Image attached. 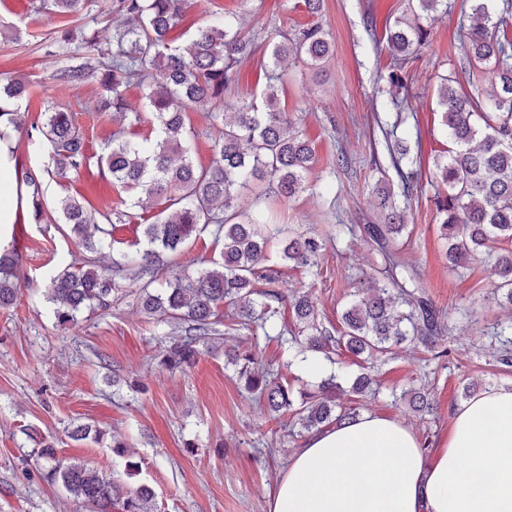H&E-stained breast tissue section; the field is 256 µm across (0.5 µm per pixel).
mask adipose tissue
Segmentation results:
<instances>
[{"mask_svg":"<svg viewBox=\"0 0 512 512\" xmlns=\"http://www.w3.org/2000/svg\"><path fill=\"white\" fill-rule=\"evenodd\" d=\"M268 512H512V387L461 404L431 457L373 414L310 435Z\"/></svg>","mask_w":512,"mask_h":512,"instance_id":"1","label":"adipose tissue"}]
</instances>
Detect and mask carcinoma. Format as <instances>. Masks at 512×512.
<instances>
[{
  "instance_id": "1",
  "label": "carcinoma",
  "mask_w": 512,
  "mask_h": 512,
  "mask_svg": "<svg viewBox=\"0 0 512 512\" xmlns=\"http://www.w3.org/2000/svg\"><path fill=\"white\" fill-rule=\"evenodd\" d=\"M88 0H51L61 14L82 12ZM491 0H470L466 39L460 46V62L471 69H487L497 78L492 92L460 95L453 87L454 77H442L438 98L441 125L453 147L434 159L443 192L434 204L440 237L447 244L446 257L451 270L465 267L481 252L494 257V294L512 304V249H496V244L512 242V0L501 10ZM185 0H112L110 13L123 18L112 46L102 48L96 38L74 44L70 34L59 42L64 55L94 53L96 67L85 63L59 70L56 79L66 84L94 80L104 90L97 110L123 119L141 120V113L130 111L125 99L129 85L144 90L156 136L143 142L113 135L99 158V164L120 187L154 201L165 200L156 221L145 225V248L136 258H126L134 266L135 279L154 278L168 267V255L187 242L213 229L215 239L223 240L220 260L213 267L194 275L174 274L164 288L149 290V284L123 290L112 278L111 266L86 261L53 276L47 286V301L53 305L57 323L78 322L83 311L95 313L112 305L121 293L141 312L160 322L184 329V337L168 346L161 362L172 370L194 366L199 343L226 334L235 335L241 327L256 324L265 336L277 325L284 308V296L276 288L281 271L266 265L267 244L279 239L281 260L309 274L318 271L326 241L318 235L299 233L269 223L263 210L251 218L241 207L243 191L254 181L268 183V197L290 199L303 192L307 176L316 164V154L308 140L278 107V91L287 78L278 72L280 59L293 55L307 66L319 69L331 55V43L323 27L314 23L293 35H280L272 43L271 72L260 99L243 100L229 121H224V90L232 82L233 70L253 53L252 41L242 34L235 18L225 15L204 20L192 35L188 48L173 45L169 37L184 14ZM429 33L420 24L399 18L386 34L392 55L388 73L391 86L402 87V73L413 62L416 50L428 42ZM160 71L161 80L152 79L151 70ZM28 86L11 80L0 86V123L18 131H28L21 103L28 98ZM203 106L220 122L212 148L215 159L208 167H198L192 158L189 112ZM38 136L50 146L46 172L62 174L77 170L86 162L83 142L71 113L51 109L37 128ZM394 169L404 189L411 191L417 172L404 170L399 154L389 150ZM29 188L28 219L41 222L46 201L39 180L26 177ZM56 211L69 228L79 247L94 254L111 245V231L99 224L95 212L71 195L54 200ZM383 222L367 224L364 232L373 250L383 259L373 268L369 285L355 291L341 317V327L329 329L319 320L315 303L308 293L290 301L289 307L299 326L298 334L278 341L285 350L302 356L321 354L331 359L346 351L367 363L391 353L407 342L424 345L433 357L447 354L439 346L446 330L445 314L437 309L421 282L418 269L406 261L396 242L407 229L405 214L382 195ZM21 289L19 255L14 247L0 248V308L15 303ZM258 295V303L252 296ZM236 311L224 316V304ZM503 346L501 361L512 360V323L496 332ZM254 400L262 403L281 424L288 437L324 430L355 419L357 409L344 406L340 394L363 397L376 393L367 373L355 376L349 387L331 374L317 389L294 391L282 383L271 369L256 367L249 350L234 349L226 354ZM411 411L420 417H436V409L424 389L411 387L401 392ZM41 454L53 463L48 480L61 484L92 512H153L154 492L128 480L139 465L128 461L124 476L106 475L90 469L79 460H62L53 445Z\"/></svg>"
}]
</instances>
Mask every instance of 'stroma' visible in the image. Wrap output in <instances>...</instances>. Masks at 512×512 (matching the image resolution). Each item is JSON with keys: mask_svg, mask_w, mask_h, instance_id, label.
I'll return each instance as SVG.
<instances>
[{"mask_svg": "<svg viewBox=\"0 0 512 512\" xmlns=\"http://www.w3.org/2000/svg\"><path fill=\"white\" fill-rule=\"evenodd\" d=\"M106 2L94 0L75 17L53 13L47 0L11 5L0 0V81L28 80L29 125H40L49 106L68 108L88 157L86 167L51 176L44 170L47 148L39 138L0 128V168L9 173L0 195L19 199L27 190L26 175L32 174L49 203L70 194L102 214L119 207L133 211V195L113 184L98 157L116 131L133 141L154 138L142 90L132 86L126 93L130 105L142 111L141 122L121 124L96 111L102 94L98 83L69 86L53 77L70 64L55 45L62 32L77 42L93 36L101 46H111L117 23L100 13ZM416 6V0H323L315 19L330 37L331 56L317 72L292 56L281 63L288 82L280 107L312 141L317 164L307 190L275 202L274 208L280 223L326 237L327 244L315 277L284 266L278 248L268 257L282 270L277 287L285 297L311 293L321 317L338 322L350 293L380 258L361 239L330 240L331 226L378 223L376 188L387 186L393 201L406 209L402 253L419 269L436 308L448 315L441 340L448 355L433 359L416 343L376 362L372 373L382 391L362 400L359 412L400 421L437 446L451 432L464 384L483 391L512 384V364L501 363L495 338L498 325L512 322V305L494 298L487 255L459 272L449 271L435 217L433 158L447 142L437 103L439 76L455 72L456 88L467 94L490 89L493 81L491 74L453 67L468 0H448L447 10L423 17L429 43L403 73L399 96L406 110L396 112L387 93L385 30L396 18L412 16ZM224 12L240 17L256 47L224 95L229 111L265 87L269 37L315 19L297 0H187L184 20L171 34L174 44H185L199 22ZM391 126L421 161L422 177L407 195L382 135ZM341 154L347 166H338ZM0 243L16 244L27 275L15 304L0 308V512H86L60 484L48 482V465L39 456L45 440L55 441L59 456L106 473L122 471L128 460L139 463L136 481L152 488L156 512H268L271 494L301 443L289 439L264 406L249 398L234 369L225 366L224 350L251 347L261 365L281 362L282 380L300 376L298 366L287 365L278 341L258 329L243 330L205 343L195 367L169 370L161 352L180 339L181 329L153 323L130 299L83 314L76 326L58 325L46 298L49 278L83 251L51 206L38 224L23 222L15 212L0 216ZM222 249V242L205 233L169 259L192 273L209 267ZM412 383L435 400L437 420H419L394 402L392 391ZM86 423L104 432L101 442L70 440L71 430ZM116 438L129 442L126 457L113 454L110 444Z\"/></svg>", "mask_w": 512, "mask_h": 512, "instance_id": "stroma-1", "label": "stroma"}]
</instances>
